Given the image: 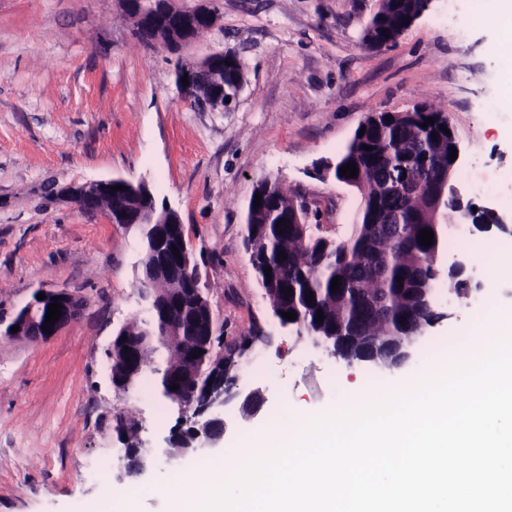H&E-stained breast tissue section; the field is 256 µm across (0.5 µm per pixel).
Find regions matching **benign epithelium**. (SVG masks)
<instances>
[{"label": "benign epithelium", "mask_w": 512, "mask_h": 512, "mask_svg": "<svg viewBox=\"0 0 512 512\" xmlns=\"http://www.w3.org/2000/svg\"><path fill=\"white\" fill-rule=\"evenodd\" d=\"M209 0H197L193 7L181 9L178 13L168 11V0H124L125 7L135 4L138 6L137 18L140 28L147 30L163 29L166 39L163 42L154 41L152 45L160 46L170 53L178 54L185 46L197 37L202 29H210L216 22L214 9L207 5ZM224 59V50H215L195 63L182 64L175 72V85L179 97L190 102L189 93L194 81L211 70L215 69V62ZM188 76V84L182 83L183 76ZM448 146L457 150V157L448 161L445 169L432 173L427 165L413 174L406 172V165L400 166V172L404 177H396L385 187V193L412 201L416 198L427 200L429 207L430 223L439 224V215L446 211L444 203L451 202L453 211L448 217L459 221L461 224H470L475 216H480L483 224H501L503 219L496 210L482 206L475 207L472 202L464 200L461 189L453 184L455 170L463 161L460 144L455 136L448 135ZM346 165L342 157L335 159H322L313 166V176L325 180L336 178L339 169ZM124 186L128 191L144 200H155V193L148 181L141 179L133 182L123 178H112L94 182L77 183L69 182L58 184L54 187V196L63 199L77 207L95 208L96 203L104 196L112 195L111 188ZM309 212L304 203L295 204L291 224L301 238H307ZM121 225L129 224H154L158 238V255L156 261L146 270V287L139 292L141 304L140 315L149 318L164 302L159 298L155 290L150 288L151 281L169 277L175 283L188 287L191 301L190 305H182L181 316L198 319L207 315L206 328L199 332L197 340L199 348L208 351V355L193 357L188 355L185 362L187 379L198 380L204 375L203 365L210 362L213 383L209 386L208 398L203 403L191 399L179 400V410L184 426L170 432L167 439V448L164 453L171 459H180L188 456L190 452L204 450L209 452L215 448L226 432V423L221 413L224 412L226 403L235 396L233 388L236 379L230 376L234 366L231 358L224 357V349L214 350L216 340H224L219 328L217 316L211 301L203 296V288L195 260V251L191 240L187 237L184 225L179 214L168 204H161L160 208H143L139 211H128L120 216ZM179 254H174V250ZM36 293H43V300L32 297L23 307L17 310L9 322L0 318V326H5L3 336L8 339H23L31 342H39L49 339L58 331L69 324L82 310L84 299L66 289L39 288ZM419 301L422 308L435 313V318H440L437 313V291L430 284L418 289ZM59 298L62 304L61 316L54 324L43 330L48 305ZM274 316L284 327H294L297 331L307 330L316 345L322 347L330 356L341 358L347 363H370L372 365H385L389 368H397L405 363L411 354L414 339L421 336L424 330L416 327L413 332L404 335L400 332H389L382 337L350 336L342 343L335 335H325L322 331H313L312 328H304L302 319L287 320L282 317L277 307H272ZM19 326L15 333L11 332L13 326ZM109 366L116 364L125 365L128 368V377L124 388L131 389L136 386L137 377L140 375L138 363V349L136 345L129 344L124 351L111 342L106 349ZM125 473L128 477H138L148 468L150 462V449L140 445H125L124 456Z\"/></svg>", "instance_id": "7a95c632"}]
</instances>
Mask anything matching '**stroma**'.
I'll return each instance as SVG.
<instances>
[{"label":"stroma","instance_id":"obj_1","mask_svg":"<svg viewBox=\"0 0 512 512\" xmlns=\"http://www.w3.org/2000/svg\"><path fill=\"white\" fill-rule=\"evenodd\" d=\"M217 23L185 62L235 51L244 87L227 112H200L179 97L175 57L132 33L122 0H0V316L40 287L86 304L43 342L0 338V512H125L117 486L138 488L137 512H168L172 481L203 473L210 455L169 461L178 420L152 376L114 392L104 350L138 309L135 234L100 211L51 199L49 183L147 178L174 208L196 250L224 352L241 393L261 388L254 414L226 405L217 455L230 459L256 433L299 411L320 413L449 364L470 332L512 308V271L474 262L480 285L460 299L441 290L442 314L401 368L349 364L311 336L283 327L247 250L248 204L262 179L279 182L317 213L324 234L350 236L358 193L311 176L341 153L366 115L417 104L447 113L465 151L455 183L473 203L512 217V106L488 111L512 83V49L465 26L485 16L474 0H433L396 45L368 51L363 28L376 0H212ZM490 190H481V183ZM450 263L460 238L512 237L447 223ZM139 425L154 458L127 478L116 423Z\"/></svg>","mask_w":512,"mask_h":512}]
</instances>
